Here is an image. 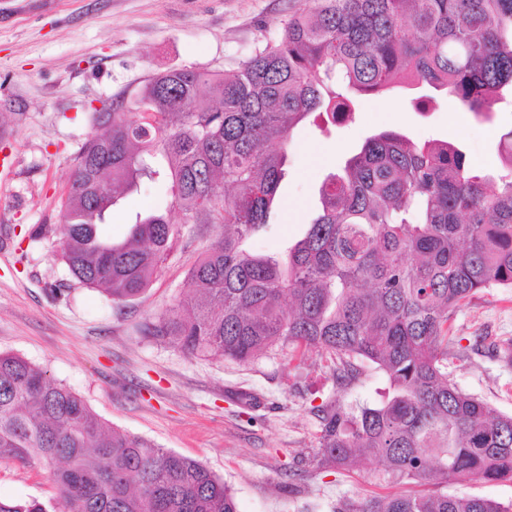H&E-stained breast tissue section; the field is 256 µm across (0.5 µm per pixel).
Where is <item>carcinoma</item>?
I'll use <instances>...</instances> for the list:
<instances>
[{
    "instance_id": "cac0c4a2",
    "label": "carcinoma",
    "mask_w": 512,
    "mask_h": 512,
    "mask_svg": "<svg viewBox=\"0 0 512 512\" xmlns=\"http://www.w3.org/2000/svg\"><path fill=\"white\" fill-rule=\"evenodd\" d=\"M279 37L224 74L182 68L93 113L60 214L61 256L113 304L138 300L185 224L224 231L189 268L194 294L145 323L187 355L250 363L316 352L348 386L367 362L388 386L373 406L314 408L321 468L382 462L391 482H512V415L448 373L449 312L512 287V128L502 169L470 167L444 141L367 137L321 182V210L286 261L247 250L269 223L292 129L352 117L353 97L425 85L488 119L512 93V0H311ZM170 185L165 210L126 239L101 226L118 195ZM179 215V224L168 217ZM52 467L58 498L0 499V512H238L199 461L109 429L47 371L0 352V458ZM333 512H512L478 496L342 497Z\"/></svg>"
}]
</instances>
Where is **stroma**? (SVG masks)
I'll return each instance as SVG.
<instances>
[{"mask_svg":"<svg viewBox=\"0 0 512 512\" xmlns=\"http://www.w3.org/2000/svg\"><path fill=\"white\" fill-rule=\"evenodd\" d=\"M307 7L306 0H0V157L11 164L0 192V351L46 370L110 426L202 462L232 489L238 512H331L341 496L393 493L376 478L378 462L324 470L313 459L320 436L314 407L374 401L387 384L384 374L367 364L342 388L314 353L278 352L242 365L189 356L146 336L143 324L191 294L186 272L218 227L184 228L144 295L123 308L72 278L56 235L34 242L29 235L57 223L96 108L168 70L236 69L279 36L289 14ZM415 95L396 89L355 97L353 118L328 137L312 124L297 126L279 187L284 209L247 248L283 256L315 217L322 179L381 130L447 140L471 165L498 167L511 107L497 108L488 121L467 115V130L458 133L450 96L423 112ZM168 201L166 185L141 182L114 206L107 235L123 240L136 213ZM448 326L451 379L512 414V363L489 352L512 339V288L477 293ZM410 489L512 501L508 481ZM56 497L48 466L0 459L1 499Z\"/></svg>","mask_w":512,"mask_h":512,"instance_id":"35a3bbf8","label":"stroma"}]
</instances>
